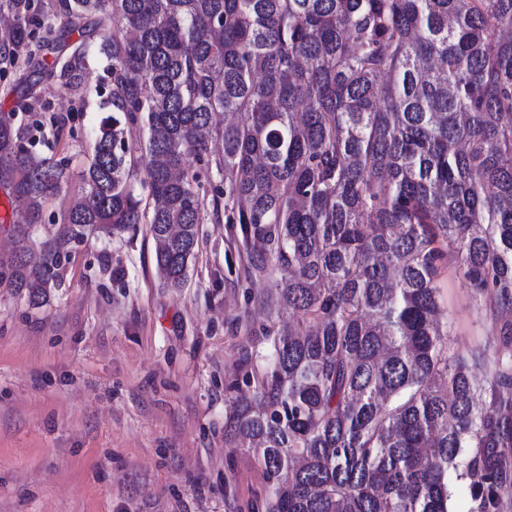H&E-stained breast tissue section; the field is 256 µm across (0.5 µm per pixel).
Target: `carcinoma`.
Returning <instances> with one entry per match:
<instances>
[{
  "mask_svg": "<svg viewBox=\"0 0 512 512\" xmlns=\"http://www.w3.org/2000/svg\"><path fill=\"white\" fill-rule=\"evenodd\" d=\"M2 15L22 111L45 82L81 87L93 46L112 75V113L38 244L70 158L0 115L16 295L46 304L75 244L137 224L181 288L199 225L222 217L294 316L270 367L244 373L252 394L225 399L262 512H450L457 484L468 512H512V0H0ZM447 272L493 341L451 347Z\"/></svg>",
  "mask_w": 512,
  "mask_h": 512,
  "instance_id": "1",
  "label": "carcinoma"
}]
</instances>
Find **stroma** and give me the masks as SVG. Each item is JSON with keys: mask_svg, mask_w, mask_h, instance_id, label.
I'll list each match as a JSON object with an SVG mask.
<instances>
[{"mask_svg": "<svg viewBox=\"0 0 512 512\" xmlns=\"http://www.w3.org/2000/svg\"><path fill=\"white\" fill-rule=\"evenodd\" d=\"M87 82L99 95L38 144L75 173L110 111L102 63ZM62 276L38 308L0 283V512H253L266 482L224 444L225 388L288 315L267 313L277 280L252 268L238 225H200L178 290L144 224L75 245ZM446 297L453 342L485 341L466 288Z\"/></svg>", "mask_w": 512, "mask_h": 512, "instance_id": "1", "label": "stroma"}]
</instances>
